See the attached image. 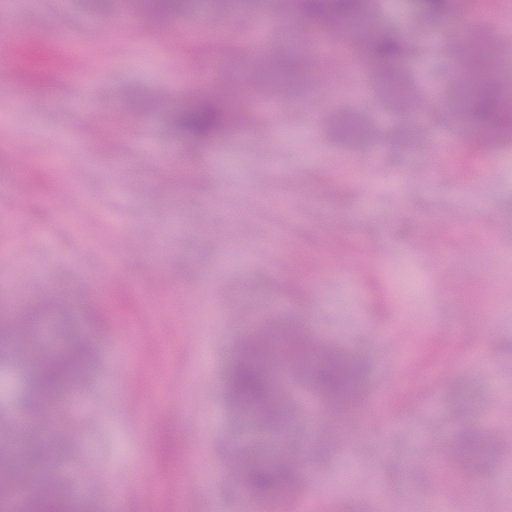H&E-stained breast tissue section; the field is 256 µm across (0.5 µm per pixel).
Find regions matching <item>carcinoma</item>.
<instances>
[{
	"label": "carcinoma",
	"mask_w": 512,
	"mask_h": 512,
	"mask_svg": "<svg viewBox=\"0 0 512 512\" xmlns=\"http://www.w3.org/2000/svg\"><path fill=\"white\" fill-rule=\"evenodd\" d=\"M146 11L158 19L185 9L188 0H141ZM282 8L307 32L329 31L338 23L355 24L373 13L375 0H281ZM489 5L487 0H409L412 12L423 19L445 20L465 9ZM483 43L481 33L471 30L460 44L463 67L469 80L459 85L464 111L456 113L459 123L479 137L485 147L512 144V82L502 83L485 69L482 54L473 46ZM411 40L390 27H382L363 39L357 52L374 71L379 83L398 99L407 98V86L400 61L409 53ZM303 47L282 54L260 73V77L278 83H290L298 77ZM19 75L30 82L40 81L52 66L51 47L31 41L14 51ZM241 99L216 88L195 96L172 116L177 136L194 145L205 146L220 135H232L240 124ZM331 134L346 144L364 143L371 137L360 114L341 112L336 115ZM278 336L288 363L308 378L328 405L341 417L358 409L364 380L360 361L340 351L319 347L306 327L288 321L276 329L261 330L240 344L236 360L222 378L219 390L251 415L263 420L271 429L285 424L282 396L273 387L268 370V337ZM94 345L83 336H73L59 350H47L30 359L4 345L0 347V364L16 368L20 383V402L31 410L43 411L76 386L95 368ZM64 436L47 432L31 439H21L14 463L25 470H37L45 482H51V456L63 447ZM496 445L481 428L464 430L453 442L454 465L475 476L484 474L495 455ZM245 482L252 497L290 499L303 487V470L290 456H281L272 464L250 468ZM21 512H98L92 499L78 500L65 489L54 487L48 494L33 488L23 501Z\"/></svg>",
	"instance_id": "cac0c4a2"
}]
</instances>
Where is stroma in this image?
I'll use <instances>...</instances> for the list:
<instances>
[{"label":"stroma","instance_id":"stroma-1","mask_svg":"<svg viewBox=\"0 0 512 512\" xmlns=\"http://www.w3.org/2000/svg\"><path fill=\"white\" fill-rule=\"evenodd\" d=\"M250 5L192 0L206 28L138 24L115 0H25L9 20L55 42L62 64L44 85L0 80V194L20 202L0 209V321L42 304L44 324L98 346L56 474L82 463L103 473L86 491L99 512H140L108 479L143 464L154 512H241V472L274 440L307 486L251 512H512V146L480 147L442 118L458 109L462 75L440 36L455 18L426 28L381 0L348 29L354 42L381 24L412 31L403 65L438 107L414 114L409 142L391 139L394 112L373 87L358 90L336 64L245 102L235 136L183 150L169 115L248 70L232 19ZM473 18L512 75V0ZM84 61L98 73L89 85L70 76ZM90 106L99 126L80 119ZM344 110L381 135L337 142L327 115ZM284 319L362 362L367 393L383 399L363 402L361 428L312 431L322 403L278 361L293 407L278 433L213 394L240 338ZM132 361L146 379L127 395ZM475 425L499 443L481 499L461 494L471 477L448 463L450 441ZM165 439L178 448L170 461ZM436 461L447 475L435 481Z\"/></svg>","mask_w":512,"mask_h":512}]
</instances>
